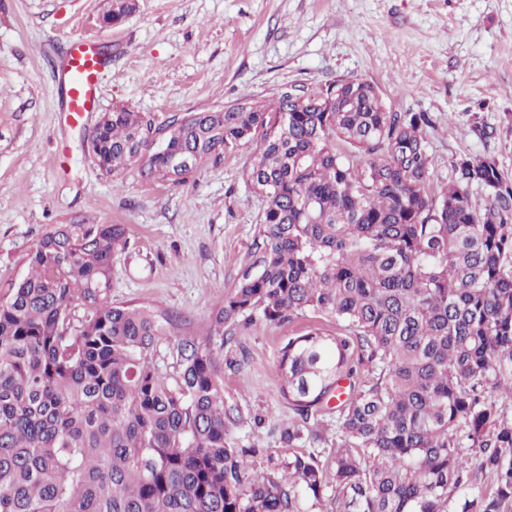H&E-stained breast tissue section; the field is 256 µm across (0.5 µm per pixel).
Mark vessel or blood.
I'll use <instances>...</instances> for the list:
<instances>
[{
    "label": "vessel or blood",
    "mask_w": 512,
    "mask_h": 512,
    "mask_svg": "<svg viewBox=\"0 0 512 512\" xmlns=\"http://www.w3.org/2000/svg\"><path fill=\"white\" fill-rule=\"evenodd\" d=\"M103 66L100 56L90 45L80 41L71 45L61 65L62 110L69 119L80 120L92 111Z\"/></svg>",
    "instance_id": "vessel-or-blood-1"
}]
</instances>
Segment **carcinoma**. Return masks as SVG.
Segmentation results:
<instances>
[{
    "label": "carcinoma",
    "mask_w": 512,
    "mask_h": 512,
    "mask_svg": "<svg viewBox=\"0 0 512 512\" xmlns=\"http://www.w3.org/2000/svg\"><path fill=\"white\" fill-rule=\"evenodd\" d=\"M338 88L194 112L168 124L165 153L149 151L141 113L101 117L94 153L112 176L136 163L180 183L260 137L246 170L262 203L257 271L224 293L206 340H178L170 374L151 356L169 313L107 298L125 227L37 239L0 296V512H512V178L461 155L432 193L427 115L388 111L359 79L340 88L346 105ZM307 313L336 332L280 348L294 413L280 440L295 447L350 381L331 483L313 452L248 469L258 449L226 437L212 343L240 321Z\"/></svg>",
    "instance_id": "1"
}]
</instances>
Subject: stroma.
Listing matches in <instances>:
<instances>
[{"instance_id":"35a3bbf8","label":"stroma","mask_w":512,"mask_h":512,"mask_svg":"<svg viewBox=\"0 0 512 512\" xmlns=\"http://www.w3.org/2000/svg\"><path fill=\"white\" fill-rule=\"evenodd\" d=\"M110 0H0V288L23 276L29 246L58 224H121L127 249L108 298L151 303L174 321L153 352L165 372L184 336H203L211 310L257 258L259 197L245 170L255 143L227 149L185 182L148 180L138 166L103 175L86 144L103 113L123 105L163 126L189 112L267 102L339 79L374 84L392 112H424L432 185L461 155L496 158L512 177V0H138L108 27ZM110 60L98 103L60 114L58 63L69 42ZM493 125L495 139L472 131ZM335 318L238 323L220 353L228 434L261 471L284 455L291 414L277 356L288 338Z\"/></svg>"}]
</instances>
